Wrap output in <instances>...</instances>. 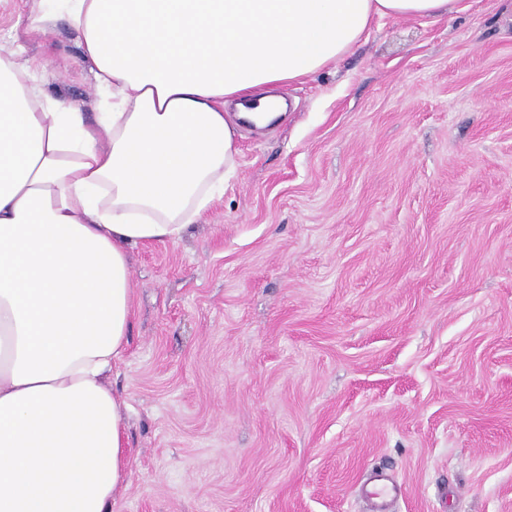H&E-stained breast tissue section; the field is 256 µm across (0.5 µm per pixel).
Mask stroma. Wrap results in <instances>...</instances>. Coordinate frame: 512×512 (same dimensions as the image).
<instances>
[{
	"label": "stroma",
	"instance_id": "1",
	"mask_svg": "<svg viewBox=\"0 0 512 512\" xmlns=\"http://www.w3.org/2000/svg\"><path fill=\"white\" fill-rule=\"evenodd\" d=\"M383 18L238 126L179 241L133 248L112 369L130 465L113 512H512V0ZM0 0V47L99 109L91 65Z\"/></svg>",
	"mask_w": 512,
	"mask_h": 512
}]
</instances>
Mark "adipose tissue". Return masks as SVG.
I'll list each match as a JSON object with an SVG mask.
<instances>
[{"label": "adipose tissue", "mask_w": 512, "mask_h": 512, "mask_svg": "<svg viewBox=\"0 0 512 512\" xmlns=\"http://www.w3.org/2000/svg\"><path fill=\"white\" fill-rule=\"evenodd\" d=\"M461 0H28L76 38L103 93L87 121L0 51V512H112L129 464L106 382L127 347L131 248L175 242L224 190L268 87L315 74L384 17Z\"/></svg>", "instance_id": "adipose-tissue-1"}]
</instances>
